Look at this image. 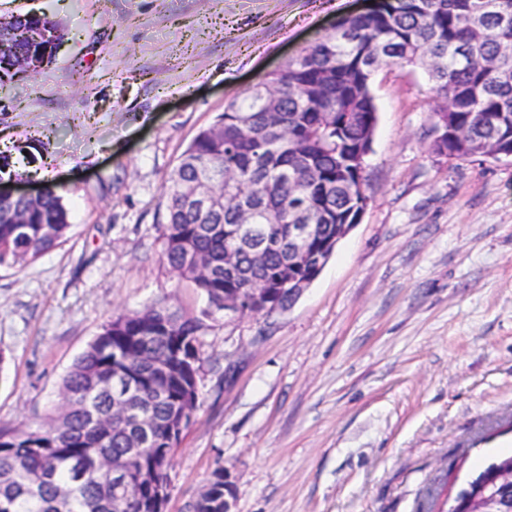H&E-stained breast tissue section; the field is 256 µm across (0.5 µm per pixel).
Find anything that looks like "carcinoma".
Instances as JSON below:
<instances>
[{
	"mask_svg": "<svg viewBox=\"0 0 512 512\" xmlns=\"http://www.w3.org/2000/svg\"><path fill=\"white\" fill-rule=\"evenodd\" d=\"M62 23L46 15L0 16V33L16 32L0 47V81L23 71L20 61L51 64L56 46L42 38ZM512 0H397L350 16L331 34L288 61L264 83L278 96L272 118L260 90L227 105L201 130L165 181L162 255L169 267L221 307L225 290L272 288L284 258L271 251L264 264L224 278V252L236 243L224 225L241 223L253 210L255 233L273 243L288 237L297 208L319 211L328 204L331 223L342 224L356 206L353 161L377 125L371 93L383 65L427 66L433 90L451 100L437 111L448 125L467 129L470 144L440 132L432 150L448 157L472 155L474 144L491 143L512 153ZM232 171V181L224 174ZM210 185L203 210L188 203L201 181ZM69 229L68 211L52 189L35 201L0 199V268L33 261L56 247ZM221 274L197 273L202 261ZM211 311L187 314L155 305L110 320L62 381L67 410L27 430L0 428V512H113V461L124 469L172 463L181 435L171 436V418L187 393L199 407L193 375L201 370V336ZM145 381L138 412L154 420L162 443L130 457L134 440L112 431L89 411L112 419V365ZM175 440L172 445L169 440ZM146 490H134L123 512H154ZM192 512H224V468L212 473L208 493Z\"/></svg>",
	"mask_w": 512,
	"mask_h": 512,
	"instance_id": "cac0c4a2",
	"label": "carcinoma"
}]
</instances>
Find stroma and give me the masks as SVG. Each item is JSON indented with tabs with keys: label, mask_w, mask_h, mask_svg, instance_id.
<instances>
[{
	"label": "stroma",
	"mask_w": 512,
	"mask_h": 512,
	"mask_svg": "<svg viewBox=\"0 0 512 512\" xmlns=\"http://www.w3.org/2000/svg\"><path fill=\"white\" fill-rule=\"evenodd\" d=\"M368 0H0L65 25L52 64L0 85L4 187L53 162L64 241L0 268V428H33L119 314L204 295L162 256L163 185L198 132ZM368 203L270 315L215 313L166 512L216 468L232 512H418L512 455V156L435 154L424 68L374 75Z\"/></svg>",
	"instance_id": "obj_1"
}]
</instances>
